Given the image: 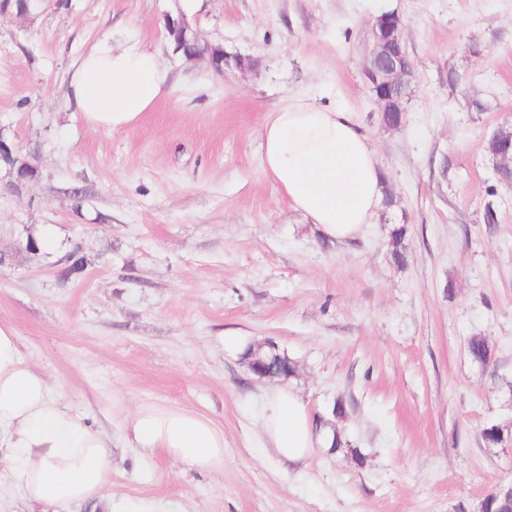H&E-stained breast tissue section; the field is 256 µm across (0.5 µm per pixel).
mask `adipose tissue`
Here are the masks:
<instances>
[{
	"label": "adipose tissue",
	"instance_id": "obj_1",
	"mask_svg": "<svg viewBox=\"0 0 512 512\" xmlns=\"http://www.w3.org/2000/svg\"><path fill=\"white\" fill-rule=\"evenodd\" d=\"M168 71L158 52L137 40L115 43L107 31L74 65L68 105L90 126L135 127L164 93ZM266 175L319 235L346 242L380 209L382 175L367 136L350 112L300 96L270 112L260 131ZM264 440L282 459L297 461L331 441L304 400L288 386L264 394ZM136 446L160 449L185 468L224 466V432L186 407H142L125 422ZM111 441L82 415L65 411L44 374L23 358L14 330L0 325V464H6L31 502L61 512L96 501L103 512H155L140 502L114 507Z\"/></svg>",
	"mask_w": 512,
	"mask_h": 512
}]
</instances>
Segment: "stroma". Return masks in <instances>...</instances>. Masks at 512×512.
I'll return each mask as SVG.
<instances>
[{
  "instance_id": "1",
  "label": "stroma",
  "mask_w": 512,
  "mask_h": 512,
  "mask_svg": "<svg viewBox=\"0 0 512 512\" xmlns=\"http://www.w3.org/2000/svg\"><path fill=\"white\" fill-rule=\"evenodd\" d=\"M385 12L413 67L397 128L363 75ZM170 16L255 67L225 75L176 54ZM109 29L156 49L171 76L127 131L67 108L73 63ZM300 95L352 112L383 172L386 203L347 244L320 239L261 166L263 122ZM0 130L37 149L41 170L19 194L0 179V250L40 227L59 244L0 269V325L59 404L111 437L114 503L478 512L512 482V444L480 437L512 430V183L485 148L512 132V0H69L2 16ZM76 244L85 271L62 279ZM229 333L296 362L288 384L312 417L343 401V447L279 461L259 428L270 382L225 349ZM473 336L494 349L488 367ZM145 406L209 418L223 469L129 447L124 420Z\"/></svg>"
}]
</instances>
